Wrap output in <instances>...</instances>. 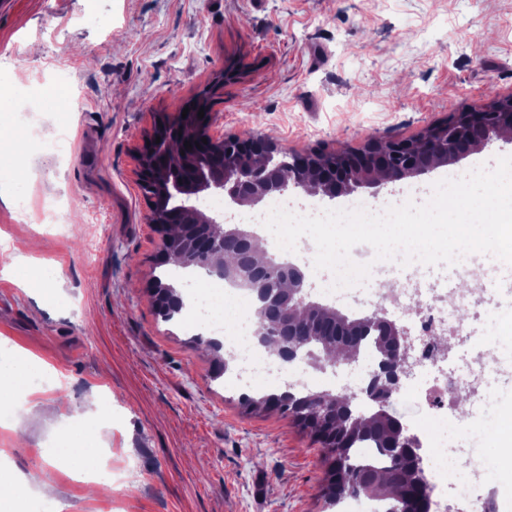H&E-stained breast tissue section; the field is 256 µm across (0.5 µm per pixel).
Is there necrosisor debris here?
<instances>
[{"mask_svg":"<svg viewBox=\"0 0 512 512\" xmlns=\"http://www.w3.org/2000/svg\"><path fill=\"white\" fill-rule=\"evenodd\" d=\"M352 254L373 259L374 281L366 288L347 289V298L363 308L389 307L404 318L414 337L410 359L416 375L402 383L400 394H422L432 411L452 413L456 422L484 435L486 426L478 421V412L492 381L512 376V351L495 337L477 336L472 323L483 317L496 319L498 288L461 287L469 271L462 261L439 273L417 261L405 265L397 257L374 260V250L367 244L356 245ZM187 284V317L192 323L205 324L212 334L223 335L225 353L236 360L239 383L249 384L257 376L278 384L287 382L288 374L276 355L257 347L248 320L225 331L220 312L207 296L210 279L194 274ZM462 398L468 402L464 413L457 410ZM424 444L431 460L426 470L435 497L434 512H447L452 504L459 512H500L498 498L472 497L464 491L465 486L491 480L478 460V448H460L451 454L434 447L432 438H425Z\"/></svg>","mask_w":512,"mask_h":512,"instance_id":"1","label":"necrosis or debris"}]
</instances>
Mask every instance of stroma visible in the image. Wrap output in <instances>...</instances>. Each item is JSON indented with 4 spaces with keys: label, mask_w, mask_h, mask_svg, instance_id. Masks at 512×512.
Instances as JSON below:
<instances>
[{
    "label": "stroma",
    "mask_w": 512,
    "mask_h": 512,
    "mask_svg": "<svg viewBox=\"0 0 512 512\" xmlns=\"http://www.w3.org/2000/svg\"><path fill=\"white\" fill-rule=\"evenodd\" d=\"M242 76L214 86L224 65ZM75 92L45 121L42 90ZM212 92L214 136L257 134L289 152L339 151L370 137L409 139L464 106L512 94V0H0V138L27 160L23 184L0 167V337L52 372L40 416L0 431V451L56 501L28 512H323L327 464L291 418L252 410L182 320L162 321L147 289L174 282L162 235L146 224L137 155L158 114ZM66 129L65 155L43 141ZM497 142L418 177L493 169ZM52 275L25 290L14 246ZM112 493L88 498L50 450L74 416L98 418ZM407 425L449 445L455 425L417 397L394 400Z\"/></svg>",
    "instance_id": "1"
}]
</instances>
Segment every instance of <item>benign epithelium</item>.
Listing matches in <instances>:
<instances>
[{
    "mask_svg": "<svg viewBox=\"0 0 512 512\" xmlns=\"http://www.w3.org/2000/svg\"><path fill=\"white\" fill-rule=\"evenodd\" d=\"M201 109L202 118L198 117ZM213 121L209 98L200 95L193 100L187 116L178 112L162 117L147 137L149 145L137 157L140 186L147 202L146 222L162 232L193 226L208 234L203 252L187 253L190 263L224 248V238L211 234L216 219L195 208L200 194L219 193L229 205L253 207L290 189L334 199L360 188L377 189L423 175L494 142L512 144V95L469 105L415 139L373 138L359 149L337 153L331 161L327 160L328 152L320 149L295 153L285 169L276 165L285 150L264 135L238 138L235 152L225 153L223 140L211 133ZM186 141L192 143V148L184 150L179 163L193 169L190 179L176 174L171 156L172 144ZM411 372L412 365L403 357L375 371L370 382L358 387L343 385L336 393L348 402L366 398L369 404L387 409L402 377ZM395 428L392 447L411 453L421 477H426L419 439L399 420Z\"/></svg>",
    "mask_w": 512,
    "mask_h": 512,
    "instance_id": "obj_1",
    "label": "benign epithelium"
}]
</instances>
